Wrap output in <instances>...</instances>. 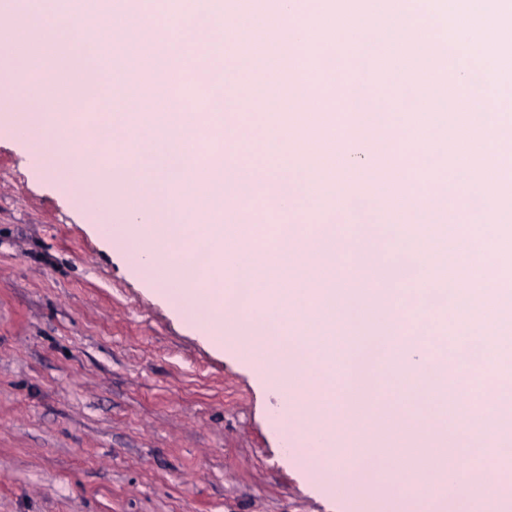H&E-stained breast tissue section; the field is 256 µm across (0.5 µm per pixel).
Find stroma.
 Here are the masks:
<instances>
[{"mask_svg":"<svg viewBox=\"0 0 512 512\" xmlns=\"http://www.w3.org/2000/svg\"><path fill=\"white\" fill-rule=\"evenodd\" d=\"M0 122V512H362Z\"/></svg>","mask_w":512,"mask_h":512,"instance_id":"stroma-1","label":"stroma"}]
</instances>
